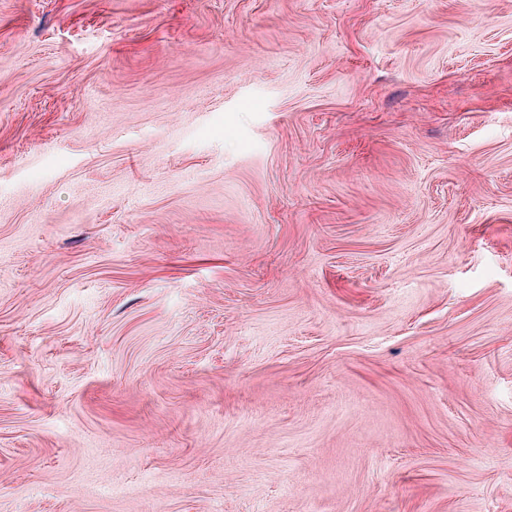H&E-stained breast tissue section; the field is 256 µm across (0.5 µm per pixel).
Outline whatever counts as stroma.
Here are the masks:
<instances>
[{"label":"stroma","mask_w":512,"mask_h":512,"mask_svg":"<svg viewBox=\"0 0 512 512\" xmlns=\"http://www.w3.org/2000/svg\"><path fill=\"white\" fill-rule=\"evenodd\" d=\"M0 512H512V0H0Z\"/></svg>","instance_id":"35a3bbf8"}]
</instances>
